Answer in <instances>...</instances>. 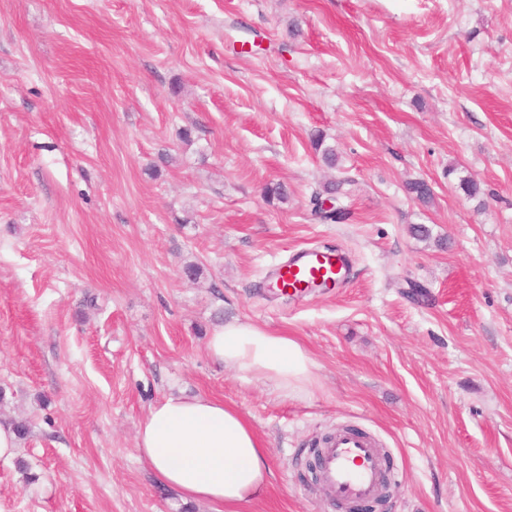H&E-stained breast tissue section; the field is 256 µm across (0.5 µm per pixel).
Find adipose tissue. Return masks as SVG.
<instances>
[{"label":"adipose tissue","mask_w":512,"mask_h":512,"mask_svg":"<svg viewBox=\"0 0 512 512\" xmlns=\"http://www.w3.org/2000/svg\"><path fill=\"white\" fill-rule=\"evenodd\" d=\"M225 367L273 382L290 394L314 382V361L295 339L259 326L227 322L208 338ZM139 457L184 500L249 512L271 486L268 449L233 406L204 395H171L151 407L136 436Z\"/></svg>","instance_id":"adipose-tissue-1"}]
</instances>
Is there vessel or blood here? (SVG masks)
<instances>
[{
  "label": "vessel or blood",
  "instance_id": "vessel-or-blood-1",
  "mask_svg": "<svg viewBox=\"0 0 512 512\" xmlns=\"http://www.w3.org/2000/svg\"><path fill=\"white\" fill-rule=\"evenodd\" d=\"M344 279L345 266L339 253L305 248L273 269L271 286L299 296L314 285L333 288ZM319 475L329 499L354 502L377 496L389 477V469L373 439L343 431L324 448Z\"/></svg>",
  "mask_w": 512,
  "mask_h": 512
}]
</instances>
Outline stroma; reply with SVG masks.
I'll return each instance as SVG.
<instances>
[{
  "label": "stroma",
  "mask_w": 512,
  "mask_h": 512,
  "mask_svg": "<svg viewBox=\"0 0 512 512\" xmlns=\"http://www.w3.org/2000/svg\"><path fill=\"white\" fill-rule=\"evenodd\" d=\"M306 247L344 284L273 290ZM224 321L296 339L315 385L225 368ZM0 390L29 428L0 512H217L138 457L171 394L265 440L252 512H343L309 470L342 427L388 462L375 512H512V0H0Z\"/></svg>",
  "instance_id": "obj_1"
}]
</instances>
